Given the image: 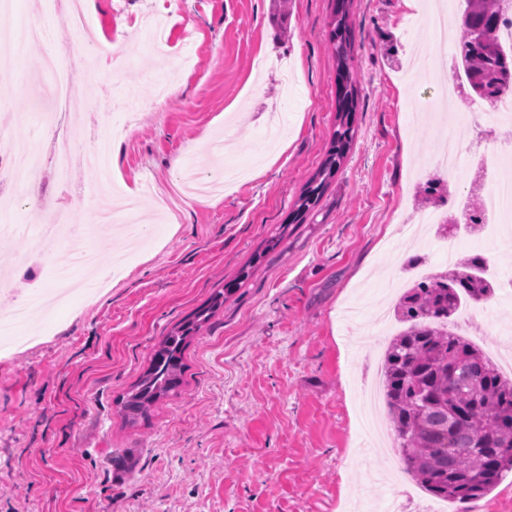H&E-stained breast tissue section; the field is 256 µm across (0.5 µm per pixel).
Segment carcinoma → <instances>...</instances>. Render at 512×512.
Segmentation results:
<instances>
[{"mask_svg":"<svg viewBox=\"0 0 512 512\" xmlns=\"http://www.w3.org/2000/svg\"><path fill=\"white\" fill-rule=\"evenodd\" d=\"M463 22L458 68L469 79L491 71L492 61L469 50L472 30L486 29L498 49L503 0H469ZM329 42L337 60L338 124L326 157L299 197L296 219L319 203L341 167L353 138L355 81L350 67L349 0H335ZM485 259L472 256L454 269L407 289L394 308L407 327L384 355V395L407 471L432 495L444 500L477 499L512 471V379L504 377L481 349L438 327L467 301L494 291L485 278ZM209 315L201 314L166 337L122 405L130 424L148 414L179 385L182 352Z\"/></svg>","mask_w":512,"mask_h":512,"instance_id":"cac0c4a2","label":"carcinoma"}]
</instances>
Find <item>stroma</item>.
Returning a JSON list of instances; mask_svg holds the SVG:
<instances>
[{
    "mask_svg": "<svg viewBox=\"0 0 512 512\" xmlns=\"http://www.w3.org/2000/svg\"><path fill=\"white\" fill-rule=\"evenodd\" d=\"M15 4L11 23L41 21L62 50L75 42L66 12ZM424 7L351 0L355 138L318 207L294 223L336 129L332 0H102L90 20L108 40L98 55H124L126 66L99 71L71 146H91L101 94L108 127L124 133L103 191L94 171L73 170L83 189L74 209L89 224L104 192L136 186L159 228L124 244L92 230L101 257L119 247L130 261L104 292L33 312L31 343L0 356V512H381L411 483L399 451L361 455L357 391L383 377V359L372 340L353 342L342 311L359 304L365 324L392 310V279L413 284L410 255L445 271L429 240L398 227L469 188L462 176L440 198L423 191L448 133L427 118L449 72L436 61L423 78L404 74L408 45L431 37L416 23ZM167 59L177 71L158 100ZM0 92L11 144L29 141L16 122L30 102L21 79L0 71ZM224 134L231 160L261 154L272 166L206 203L184 180L187 162L210 171L205 149ZM0 253L25 264L13 294H0V316L15 295L82 274L67 258H41L32 235L4 240ZM474 308L463 337L488 355L512 344V297ZM206 310L177 394L126 422L121 403L159 343Z\"/></svg>",
    "mask_w": 512,
    "mask_h": 512,
    "instance_id": "1",
    "label": "stroma"
}]
</instances>
